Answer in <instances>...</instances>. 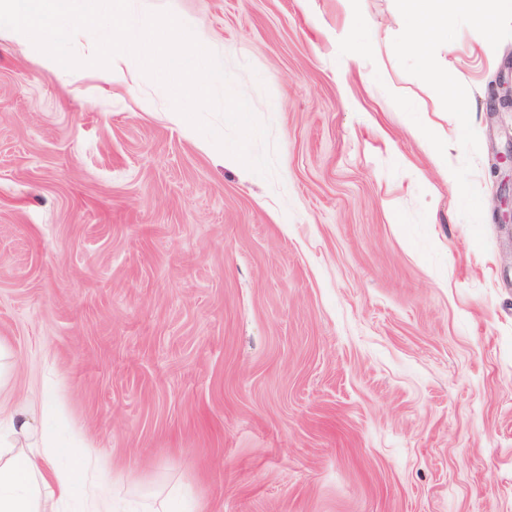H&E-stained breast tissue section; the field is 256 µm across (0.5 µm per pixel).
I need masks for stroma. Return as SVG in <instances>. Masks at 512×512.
<instances>
[{
	"label": "stroma",
	"instance_id": "obj_1",
	"mask_svg": "<svg viewBox=\"0 0 512 512\" xmlns=\"http://www.w3.org/2000/svg\"><path fill=\"white\" fill-rule=\"evenodd\" d=\"M166 9L268 124L276 171L171 121L133 58L112 82L0 34L13 400L52 388L49 429L132 512L160 487L208 512H512V112L489 90L512 16L432 43L457 111L395 0H132Z\"/></svg>",
	"mask_w": 512,
	"mask_h": 512
}]
</instances>
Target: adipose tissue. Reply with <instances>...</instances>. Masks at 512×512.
<instances>
[{"instance_id":"adipose-tissue-1","label":"adipose tissue","mask_w":512,"mask_h":512,"mask_svg":"<svg viewBox=\"0 0 512 512\" xmlns=\"http://www.w3.org/2000/svg\"><path fill=\"white\" fill-rule=\"evenodd\" d=\"M403 18L409 45L420 52L424 68L446 100H453L454 86L447 64L425 46L435 38L447 39L448 25L462 17L486 36H493L504 15L512 13V0H395ZM51 400L13 406L0 419V512H61V503L75 491H83L87 512H116L115 491L101 483H90L88 471L97 467L94 452L69 470H57L52 460L66 455V448L50 446L48 452L33 450L38 421Z\"/></svg>"}]
</instances>
